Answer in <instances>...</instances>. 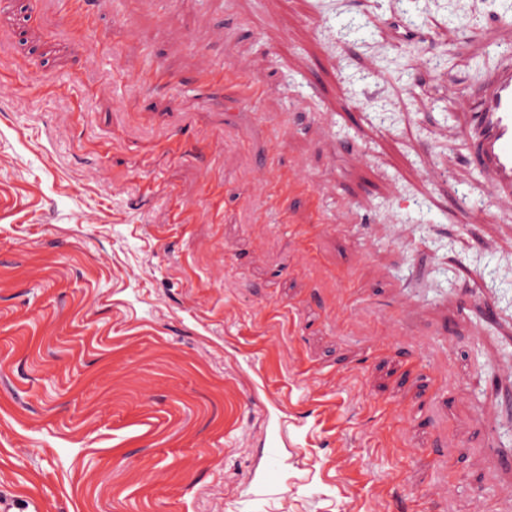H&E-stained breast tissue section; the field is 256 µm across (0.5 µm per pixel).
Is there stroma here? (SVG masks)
Returning <instances> with one entry per match:
<instances>
[{
    "instance_id": "1",
    "label": "stroma",
    "mask_w": 512,
    "mask_h": 512,
    "mask_svg": "<svg viewBox=\"0 0 512 512\" xmlns=\"http://www.w3.org/2000/svg\"><path fill=\"white\" fill-rule=\"evenodd\" d=\"M510 16L512 0H100L87 27L44 0L0 11V492L42 512H434L436 485L455 512L497 503L512 205L464 122L512 52ZM205 66L245 70L265 101ZM271 150L320 196L253 224L249 169ZM189 205L216 222H184ZM319 218L335 232L296 249L289 223ZM353 276L364 293L331 333ZM396 331L435 417L384 414L400 358L367 346ZM351 347L349 388L316 393ZM318 411L322 421L333 431V434L329 436V439L332 441L331 447L336 448L333 464L336 463V457L341 460L344 484L349 485L354 479L355 469L352 466L351 460L345 455L344 448H348V444L343 428L336 424V407L330 402L324 401L319 405Z\"/></svg>"
}]
</instances>
